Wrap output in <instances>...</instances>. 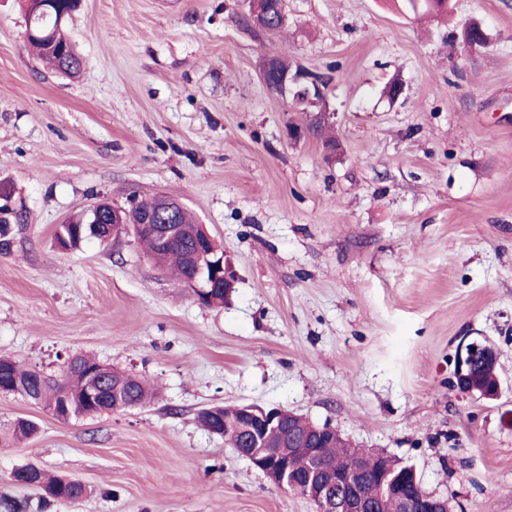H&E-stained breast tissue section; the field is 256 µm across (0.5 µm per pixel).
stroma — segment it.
Wrapping results in <instances>:
<instances>
[{
	"label": "stroma",
	"mask_w": 512,
	"mask_h": 512,
	"mask_svg": "<svg viewBox=\"0 0 512 512\" xmlns=\"http://www.w3.org/2000/svg\"><path fill=\"white\" fill-rule=\"evenodd\" d=\"M449 3L287 0L270 34L237 24L240 0H81L69 77L0 0V186L26 215L0 254V357L56 378L88 354L157 389L67 421L0 393V425L38 426L0 437V492L28 512H316L197 420L257 403L414 466L453 512H512V0ZM281 51L322 100L266 87ZM322 110L331 160L285 135ZM155 194L223 248L230 301L200 305L130 233L57 245L94 203ZM465 337L494 345L498 399L454 387ZM25 463L90 492L39 508L11 481Z\"/></svg>",
	"instance_id": "stroma-1"
}]
</instances>
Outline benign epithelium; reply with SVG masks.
Returning <instances> with one entry per match:
<instances>
[{"label": "benign epithelium", "mask_w": 512, "mask_h": 512, "mask_svg": "<svg viewBox=\"0 0 512 512\" xmlns=\"http://www.w3.org/2000/svg\"><path fill=\"white\" fill-rule=\"evenodd\" d=\"M274 0H243L244 8L240 12L243 23L250 28H264L269 6ZM261 77L265 85L273 92L284 93L288 85L300 79L309 80L311 87L303 90L310 96L311 90L323 91V79L301 74H290L280 68V58L276 54L267 55L261 64ZM330 113L319 112L305 127L290 126L287 136L300 139L307 132L328 123ZM183 209V204L170 196L164 197L160 206L142 212L141 222L131 226L124 224L122 211L109 202L101 200L90 208V212L99 214L106 220L105 212L112 211V235L116 236L130 227L138 236H153L160 249L190 240L196 245V271L188 281L191 288L206 297L214 288L224 289V296L233 292L234 278L224 260L221 249L201 224H172L167 215ZM485 365H495L496 353L487 342L472 341L460 344L456 353V387L467 393L477 392L486 399H495L499 393V384L480 388L474 384L472 365L475 361ZM70 374L81 379L83 395L74 394L67 389L64 392L65 403L72 404L73 410L65 414L69 420L74 416H84L88 411L84 404L98 405L112 403V409H125L121 384L107 388L102 371L90 370L80 366L76 360L70 362ZM230 410L236 413L237 420H247L258 430L255 439L247 440L248 447L238 448L236 452L247 459L253 467L260 470L276 487L301 494L312 500L317 512H382L380 507L387 501H394L399 512H450L448 500L417 488V493L407 495L404 489L396 486L388 478V471L396 459L385 452H371L358 458L357 466L347 471L326 460L321 448L329 444L343 443L348 447L354 444L343 438L342 434L328 424L317 425L306 433H300L296 421L297 414L280 408H269L255 403L233 404ZM308 456V468L299 475L292 474L289 459L297 454Z\"/></svg>", "instance_id": "obj_1"}]
</instances>
